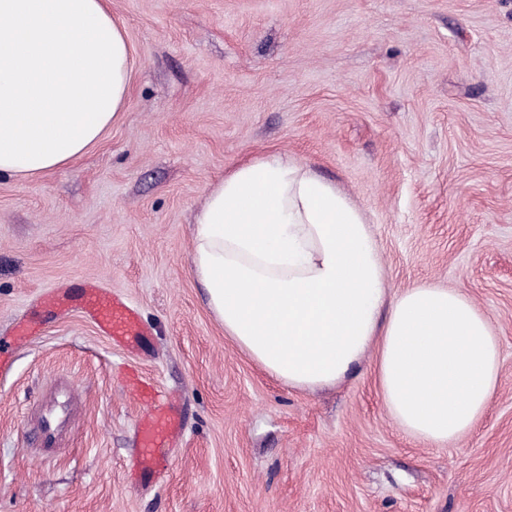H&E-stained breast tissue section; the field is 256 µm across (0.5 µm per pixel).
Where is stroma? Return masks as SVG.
Wrapping results in <instances>:
<instances>
[{"instance_id": "obj_1", "label": "stroma", "mask_w": 512, "mask_h": 512, "mask_svg": "<svg viewBox=\"0 0 512 512\" xmlns=\"http://www.w3.org/2000/svg\"><path fill=\"white\" fill-rule=\"evenodd\" d=\"M135 66L118 120L75 162L0 177V336H38L0 380V512H512V0H111ZM278 153L363 212L391 294L465 293L500 347L494 397L438 447L405 433L366 360L315 393L268 376L208 309L192 262L208 185ZM99 282L150 328L133 351L76 311ZM185 433L134 481L145 412ZM78 401L50 459L28 445L57 380ZM137 395L150 404V410L139 420L136 430V480L158 478L167 469L169 458L183 434L182 421L175 407L164 400L157 387L133 380Z\"/></svg>"}]
</instances>
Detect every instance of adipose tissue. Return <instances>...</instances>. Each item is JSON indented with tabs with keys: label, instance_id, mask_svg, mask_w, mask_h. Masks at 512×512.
<instances>
[{
	"label": "adipose tissue",
	"instance_id": "ef3b65f1",
	"mask_svg": "<svg viewBox=\"0 0 512 512\" xmlns=\"http://www.w3.org/2000/svg\"><path fill=\"white\" fill-rule=\"evenodd\" d=\"M132 49L108 0H0V176L68 165L117 120ZM207 305L252 361L288 388L342 382L369 352L395 422L444 446L496 390L499 346L463 292L390 296L363 213L311 168L268 154L226 172L194 217Z\"/></svg>",
	"mask_w": 512,
	"mask_h": 512
}]
</instances>
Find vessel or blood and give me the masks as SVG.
<instances>
[{"instance_id": "b4317fda", "label": "vessel or blood", "mask_w": 512, "mask_h": 512, "mask_svg": "<svg viewBox=\"0 0 512 512\" xmlns=\"http://www.w3.org/2000/svg\"><path fill=\"white\" fill-rule=\"evenodd\" d=\"M47 302L58 309H77L93 323L100 335L123 349L136 346L148 334L138 309L127 300L109 293L96 283L86 284L78 297L54 295ZM134 390L150 409L136 430L135 479L157 478L166 470L169 458L183 434V424L173 404L164 400L154 384L134 381ZM73 394L60 385L42 402L35 427V446L50 453L60 448L71 422Z\"/></svg>"}]
</instances>
